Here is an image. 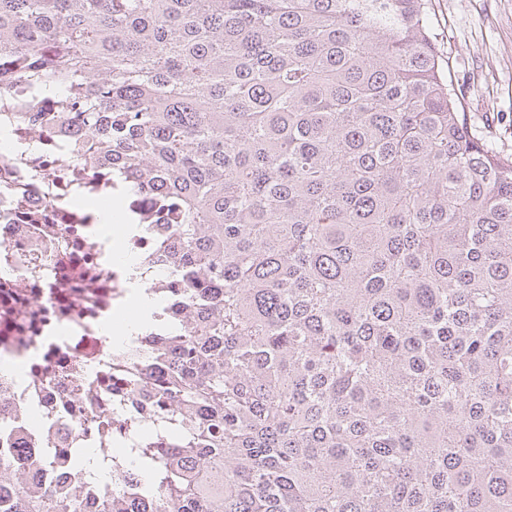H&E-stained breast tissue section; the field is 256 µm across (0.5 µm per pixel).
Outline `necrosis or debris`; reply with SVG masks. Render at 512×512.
Returning <instances> with one entry per match:
<instances>
[{"label":"necrosis or debris","mask_w":512,"mask_h":512,"mask_svg":"<svg viewBox=\"0 0 512 512\" xmlns=\"http://www.w3.org/2000/svg\"><path fill=\"white\" fill-rule=\"evenodd\" d=\"M13 137L32 151L0 154V361H23L24 377L0 370V459L14 474H32L37 487L80 499L73 476L38 460L97 445L123 419L132 426L121 428L120 447H139L160 417L147 360L166 336L120 343L103 330L123 321L131 293L114 249L139 256L140 285L163 302L165 324L190 325L191 308L184 285L173 282L176 227L156 223L153 198L113 189L106 167L84 155L54 176L60 130L19 122ZM77 192L135 213L137 233L99 237L93 214L69 201Z\"/></svg>","instance_id":"obj_1"}]
</instances>
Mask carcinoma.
Listing matches in <instances>:
<instances>
[{"label":"carcinoma","instance_id":"cac0c4a2","mask_svg":"<svg viewBox=\"0 0 512 512\" xmlns=\"http://www.w3.org/2000/svg\"><path fill=\"white\" fill-rule=\"evenodd\" d=\"M429 4L0 0V94L177 222L124 512H512V157ZM0 512L98 510L5 468Z\"/></svg>","mask_w":512,"mask_h":512}]
</instances>
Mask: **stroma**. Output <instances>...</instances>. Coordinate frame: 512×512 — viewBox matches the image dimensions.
<instances>
[{
	"instance_id": "35a3bbf8",
	"label": "stroma",
	"mask_w": 512,
	"mask_h": 512,
	"mask_svg": "<svg viewBox=\"0 0 512 512\" xmlns=\"http://www.w3.org/2000/svg\"><path fill=\"white\" fill-rule=\"evenodd\" d=\"M431 16L469 132L512 157V0H432Z\"/></svg>"
}]
</instances>
